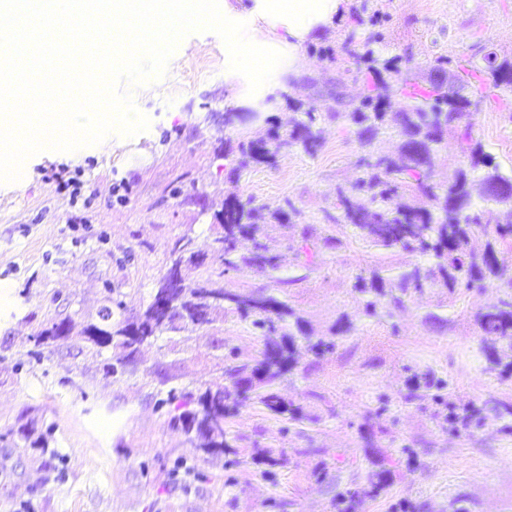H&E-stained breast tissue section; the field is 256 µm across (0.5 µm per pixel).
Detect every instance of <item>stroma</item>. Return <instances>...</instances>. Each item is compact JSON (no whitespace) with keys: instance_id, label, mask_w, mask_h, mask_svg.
Returning a JSON list of instances; mask_svg holds the SVG:
<instances>
[{"instance_id":"stroma-1","label":"stroma","mask_w":512,"mask_h":512,"mask_svg":"<svg viewBox=\"0 0 512 512\" xmlns=\"http://www.w3.org/2000/svg\"><path fill=\"white\" fill-rule=\"evenodd\" d=\"M358 21L383 31V55L397 58L400 70L416 68L424 81L438 56L451 71L461 58L490 51L512 58V0H342L338 14L302 44L301 63L287 57L283 29L270 33L267 47L286 58L253 94L229 70L222 39L193 33L165 75L134 94L147 130L114 133L73 152L42 151L26 160L19 181L0 183V512H336V481L351 476L337 470L336 458H363L360 415L383 394L392 397L393 436L378 444L391 448L398 467L388 494L365 512H396L405 501L438 512L456 489L469 493L480 512H512V435L501 432L500 422L457 437L394 397L408 364L451 377L469 399L512 394V377L485 371L472 321L480 296L441 308L436 294H426L392 328L357 315L353 276L369 261V249L353 242L324 251L313 271L290 250L302 226L326 233L337 187L357 178L363 150L356 127L325 116L316 155L296 148L271 167L245 162L239 151L240 142L264 137L269 124L287 125L296 106L324 112L329 88H341L345 110L361 105L362 60L325 57ZM228 112L236 115L229 125ZM470 119L486 152L511 169L512 104L481 102ZM62 177L75 179L78 189L60 186ZM234 195L288 211L290 228L275 230L289 242L279 275L315 334H326L342 312L355 316L357 329L282 387L310 404L325 396L336 417L287 436L280 422L253 407L229 422L227 439L243 456L297 449L276 477L256 464L226 469L218 456L202 461L207 481L181 480L170 474L173 460L198 452L158 410L160 377L174 375L188 387L223 382L224 349L252 355L263 347L247 324L224 313L145 343L137 374L121 379L105 376L100 358L77 342L45 347L38 361L28 352L33 336L51 323L93 321L109 292L123 295L125 316L140 313L180 236L191 235L195 251L209 255L214 215ZM433 311L447 318L443 329L426 323ZM25 424L46 437V454L20 439ZM319 465L327 472L321 484L312 476Z\"/></svg>"}]
</instances>
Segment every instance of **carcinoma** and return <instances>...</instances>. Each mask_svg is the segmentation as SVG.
<instances>
[{"label": "carcinoma", "mask_w": 512, "mask_h": 512, "mask_svg": "<svg viewBox=\"0 0 512 512\" xmlns=\"http://www.w3.org/2000/svg\"><path fill=\"white\" fill-rule=\"evenodd\" d=\"M384 37L370 31L361 39L355 32L346 35L340 51L358 55L365 63L363 107L350 112L327 108L358 127L364 154L358 159L362 170L350 187L337 188L336 227L350 226L355 236L372 250L371 260L359 269L352 292L359 302L358 314L390 324L397 332L398 318L417 296L438 292L447 302L466 293L487 295L473 315L476 333L486 354V370L501 377H512V276L500 266L498 253L512 247V197L491 193L495 183L512 184V174H504L494 158L485 152L474 125L460 111L479 100L509 102L512 98V60H498L489 52L480 59L458 61L456 86L459 100H448L443 81L423 82L407 74L397 81L385 79L390 60L379 50ZM404 105L388 111L392 99ZM323 113L309 109L301 113L286 131L270 124L266 136L240 143L241 153L258 164L274 165L279 155L299 146L314 155L322 145L317 124ZM388 129L397 132L400 144L394 153L374 147L378 135ZM454 143L459 167L446 181L437 182L438 156L443 147ZM479 195L481 204L472 203ZM283 224L279 212L266 214L255 198H239L224 204V248L219 265L203 269L192 256H184L181 284L176 294L175 314L181 323L170 328L159 322L152 303L137 316L143 339L150 342L167 333L195 325V313L203 309L210 315L217 309L231 312L261 336L263 348L255 355H243L232 348L224 365V385L202 384L194 389L167 385L158 408L168 409L170 422L186 440L205 455L233 454L228 467L243 460L226 439V423L239 408H260L269 417L286 423L284 430L317 425L323 415L301 401L291 400L280 390L282 383L297 371V352L303 348L320 358L336 350L339 341L356 331L347 313L336 317L325 336L313 334L309 322L286 296L273 288L224 287V274L255 269L269 281L280 284V247L273 234L274 224ZM344 240L333 234L316 235L304 227L296 257L302 266L313 270L323 249L339 250ZM408 256L400 265L395 257ZM123 300L108 298L97 319L73 334L66 323V339L78 340L92 353L105 359L106 375H128L122 362L130 347L128 319L123 317ZM57 323L53 322L33 337L30 355L41 356V347L56 342ZM407 377L399 397L406 404H418L427 412L434 427L459 437H471L491 420L505 422L502 431L512 433V396L494 395L483 402L462 400L456 387L434 370L404 367ZM390 397L363 414L361 437L369 467L354 474L346 483L336 482L338 512H364L366 503L383 496L392 485L395 459L375 445L373 438L391 435L384 424ZM183 473L192 480L204 481L208 475L197 464L183 459L173 463L172 474ZM443 512H475L471 496L459 491L448 497Z\"/></svg>", "instance_id": "obj_1"}]
</instances>
